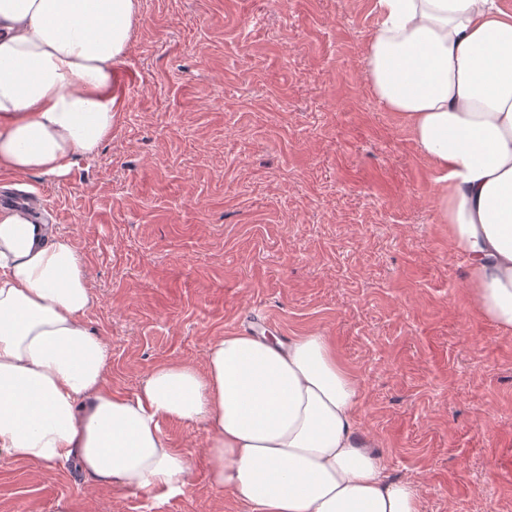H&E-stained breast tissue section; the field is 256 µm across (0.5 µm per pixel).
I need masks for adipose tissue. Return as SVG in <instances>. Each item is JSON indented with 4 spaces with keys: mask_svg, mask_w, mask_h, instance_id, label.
<instances>
[{
    "mask_svg": "<svg viewBox=\"0 0 512 512\" xmlns=\"http://www.w3.org/2000/svg\"><path fill=\"white\" fill-rule=\"evenodd\" d=\"M372 88L432 163L440 219L477 315L512 333V10L501 0H376ZM138 0H0V173L59 176L112 136L115 64ZM71 241L0 207V455L69 461L98 488L182 494L190 464L163 427L206 433L211 486L248 512H421L361 433L359 389L326 336L232 332L204 369L165 363L134 393L85 322Z\"/></svg>",
    "mask_w": 512,
    "mask_h": 512,
    "instance_id": "obj_1",
    "label": "adipose tissue"
}]
</instances>
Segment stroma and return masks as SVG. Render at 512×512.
Segmentation results:
<instances>
[{
  "label": "stroma",
  "mask_w": 512,
  "mask_h": 512,
  "mask_svg": "<svg viewBox=\"0 0 512 512\" xmlns=\"http://www.w3.org/2000/svg\"><path fill=\"white\" fill-rule=\"evenodd\" d=\"M375 0H139L112 136L60 176L5 177L86 270L89 328L131 393L204 365L216 337L319 333L360 386L358 420L421 512H512V334L477 316L436 174L374 95ZM179 496L87 485L0 456V512H245L212 488L205 431L165 425Z\"/></svg>",
  "instance_id": "35a3bbf8"
}]
</instances>
